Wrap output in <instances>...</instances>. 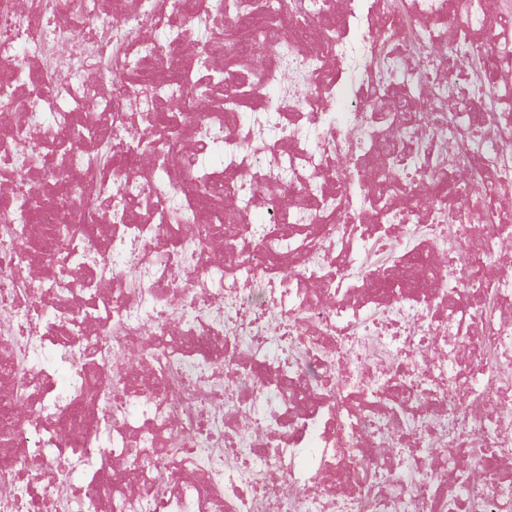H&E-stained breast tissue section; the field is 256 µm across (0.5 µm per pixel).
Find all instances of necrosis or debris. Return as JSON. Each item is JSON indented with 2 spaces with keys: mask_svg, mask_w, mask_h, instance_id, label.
Returning <instances> with one entry per match:
<instances>
[{
  "mask_svg": "<svg viewBox=\"0 0 512 512\" xmlns=\"http://www.w3.org/2000/svg\"><path fill=\"white\" fill-rule=\"evenodd\" d=\"M237 2L0 0V512H512V0Z\"/></svg>",
  "mask_w": 512,
  "mask_h": 512,
  "instance_id": "1",
  "label": "necrosis or debris"
}]
</instances>
